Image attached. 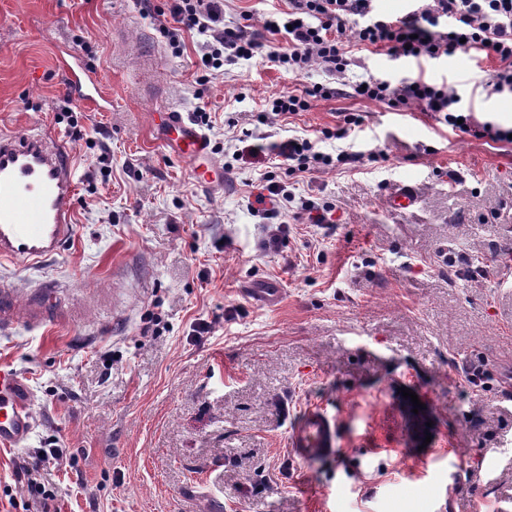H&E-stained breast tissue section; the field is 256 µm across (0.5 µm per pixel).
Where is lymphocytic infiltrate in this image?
Wrapping results in <instances>:
<instances>
[{
  "mask_svg": "<svg viewBox=\"0 0 512 512\" xmlns=\"http://www.w3.org/2000/svg\"><path fill=\"white\" fill-rule=\"evenodd\" d=\"M172 25L161 32L173 54L182 51L185 33L204 39L205 70L218 71L225 65L264 58L293 72L320 68L326 82L299 94H279L265 99L256 115L255 128H243L235 136L239 144L234 158L269 157L285 166L288 179L312 176L331 170L355 169L364 162L382 160L383 152L360 147L362 118L345 114L340 124L322 129L320 139L294 135L265 143L261 126H274L309 111L313 102L349 95L386 105L403 112L419 107L430 114L440 128L457 136H470L495 143L507 142L512 129L478 119L462 103L457 89L447 81L425 75L396 78L371 75L350 81L348 73L355 50L385 51L394 61L440 62L459 54H490L498 62L483 89L487 93L512 96V0H409L406 12L391 16L382 12L376 0H287L286 9L265 17L264 29L282 36L286 47L267 50L249 35L245 26L228 25L224 0H170ZM337 140L335 153L323 151L321 140ZM255 201L265 231L264 245L278 248L288 232L289 222L331 227L335 204L321 198L296 197L286 181L274 172L263 175L262 191ZM64 458L60 448H42L25 465L27 491L40 512H50L56 494L42 473L47 465Z\"/></svg>",
  "mask_w": 512,
  "mask_h": 512,
  "instance_id": "obj_1",
  "label": "lymphocytic infiltrate"
}]
</instances>
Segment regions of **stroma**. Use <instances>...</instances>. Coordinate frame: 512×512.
I'll list each match as a JSON object with an SVG mask.
<instances>
[{
	"label": "stroma",
	"mask_w": 512,
	"mask_h": 512,
	"mask_svg": "<svg viewBox=\"0 0 512 512\" xmlns=\"http://www.w3.org/2000/svg\"><path fill=\"white\" fill-rule=\"evenodd\" d=\"M281 0H229L226 18L262 28ZM0 0V128L76 142V238L38 266H0L22 295L53 281L48 327L0 333V362L23 375L36 426L0 446V512H24L22 453L62 448L48 467L50 512H512V154L439 130L420 109L342 96L292 119L318 137L343 113L387 158L300 181L336 205L332 231L293 225L278 250L247 207L264 164L233 160L229 120L251 123L269 96L325 81L242 61L212 74L202 40L173 55L167 0ZM107 103L71 95L61 60ZM489 58L447 77L482 118L512 125V98L477 84ZM211 112L220 189H201L165 152L163 110ZM411 189L414 207L394 210ZM276 288L270 306L243 288ZM158 332L143 341L142 315ZM212 322L197 336L192 325ZM486 377L466 382L472 364ZM411 389L416 400L403 398ZM428 421L413 423L414 402ZM337 424L334 456L300 464L288 434L308 404Z\"/></svg>",
	"instance_id": "1"
}]
</instances>
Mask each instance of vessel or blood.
Masks as SVG:
<instances>
[{"label": "vessel or blood", "instance_id": "obj_1", "mask_svg": "<svg viewBox=\"0 0 512 512\" xmlns=\"http://www.w3.org/2000/svg\"><path fill=\"white\" fill-rule=\"evenodd\" d=\"M177 149L196 161L192 176L202 188L224 184V169L208 136L180 113L165 114ZM76 181L71 147L39 130H0V263L37 265L57 255L77 233ZM55 295L44 283L39 297L22 303L8 282L0 283V331L35 330L51 321ZM36 422L34 394L10 365L0 363V445L20 447ZM295 461L309 463L336 451V425L317 406L307 407L290 430Z\"/></svg>", "mask_w": 512, "mask_h": 512}]
</instances>
